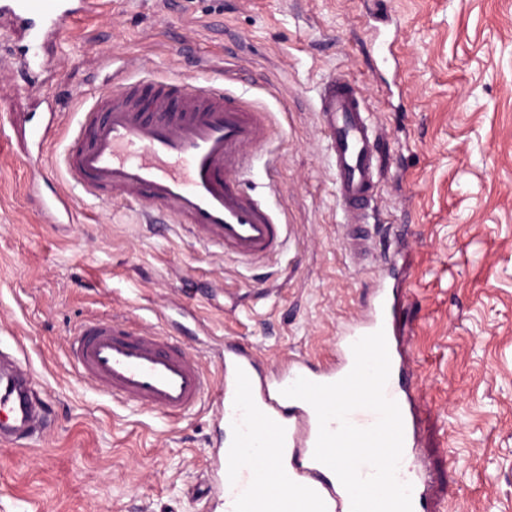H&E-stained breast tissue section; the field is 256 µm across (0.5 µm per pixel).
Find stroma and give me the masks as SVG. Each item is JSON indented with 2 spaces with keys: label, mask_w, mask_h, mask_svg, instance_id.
<instances>
[{
  "label": "stroma",
  "mask_w": 512,
  "mask_h": 512,
  "mask_svg": "<svg viewBox=\"0 0 512 512\" xmlns=\"http://www.w3.org/2000/svg\"><path fill=\"white\" fill-rule=\"evenodd\" d=\"M107 57L131 79L223 81L269 113L273 138L243 184L285 227L277 257L238 261L173 218L147 224L74 187L62 154ZM49 60L33 91L20 52L0 47V349L53 420L32 446L0 449V512H224L208 492L224 443L212 410L171 420L112 400L72 371V330L162 313L212 377L228 339L268 369L319 366L397 249L434 512H512V0H112ZM338 72L385 136L373 255L357 264L318 117ZM38 95L62 114L40 190L71 194L69 224L40 223L27 196L21 123L41 120Z\"/></svg>",
  "instance_id": "35a3bbf8"
}]
</instances>
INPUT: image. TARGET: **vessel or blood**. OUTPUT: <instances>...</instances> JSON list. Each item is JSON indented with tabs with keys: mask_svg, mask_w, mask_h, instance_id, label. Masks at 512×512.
Returning a JSON list of instances; mask_svg holds the SVG:
<instances>
[{
	"mask_svg": "<svg viewBox=\"0 0 512 512\" xmlns=\"http://www.w3.org/2000/svg\"><path fill=\"white\" fill-rule=\"evenodd\" d=\"M103 0H0V21L25 42V74L36 78L48 65L46 50L66 25L98 14ZM120 90L99 94L75 128L63 164L79 186L151 212L173 216L197 237L225 254L261 262L282 243V227L262 203L248 194L240 174L250 149L270 138L265 112L228 95L223 85L193 83L145 73L121 79ZM319 116L335 171L336 200L343 213L352 256L370 254L366 228L379 196L380 136L364 99L348 74L330 78L320 96ZM58 121L46 102L44 121L30 129L24 152L36 164ZM42 219L63 223L72 198L57 192L45 198L38 183ZM388 273L379 270L373 301L336 338L338 364L314 366L291 356L261 372L259 356L236 342L224 346V370L211 380L203 367L159 329L135 330L126 320L90 319L75 327L70 363L87 384L114 400L146 407L167 418L187 415L212 403L224 425V449L214 459L223 480L216 493L224 512H351L350 497L326 465L313 457L319 432L317 414L306 401L283 396L297 378L330 384L354 365L353 344L384 331L390 356L385 395L400 407L404 442L397 476L412 486L413 512L425 505L426 468L417 445L409 349L396 332V311ZM47 409L37 398L30 373L7 355L0 356V446L41 438Z\"/></svg>",
	"mask_w": 512,
	"mask_h": 512,
	"instance_id": "b4317fda",
	"label": "vessel or blood"
}]
</instances>
